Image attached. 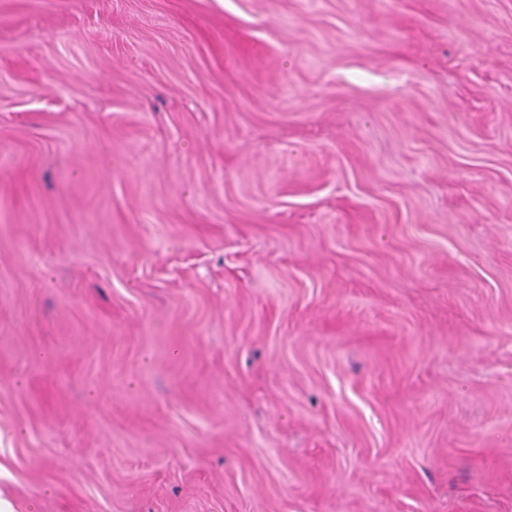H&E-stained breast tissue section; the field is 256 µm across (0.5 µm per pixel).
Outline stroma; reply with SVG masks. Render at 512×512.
Here are the masks:
<instances>
[{"label":"stroma","mask_w":512,"mask_h":512,"mask_svg":"<svg viewBox=\"0 0 512 512\" xmlns=\"http://www.w3.org/2000/svg\"><path fill=\"white\" fill-rule=\"evenodd\" d=\"M8 512H512V0H0Z\"/></svg>","instance_id":"35a3bbf8"}]
</instances>
